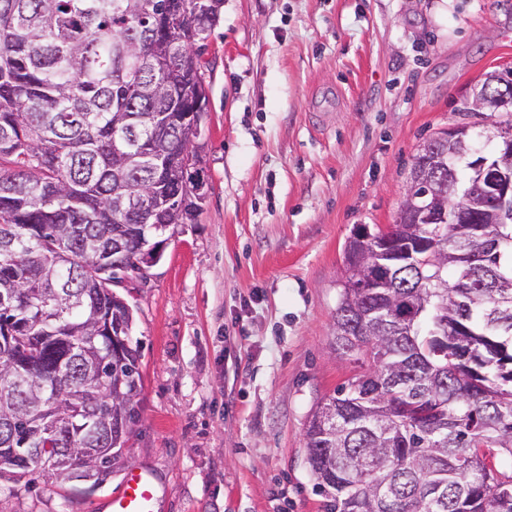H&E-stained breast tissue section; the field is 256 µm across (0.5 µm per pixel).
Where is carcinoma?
Segmentation results:
<instances>
[{"mask_svg":"<svg viewBox=\"0 0 512 512\" xmlns=\"http://www.w3.org/2000/svg\"><path fill=\"white\" fill-rule=\"evenodd\" d=\"M223 0H0V295L12 299L20 346L34 358L26 397H13L11 368L0 358V413L20 435L58 430L62 447L112 474L96 448H124L140 422L141 348L116 355L98 332L93 308L132 329L134 309L112 298V276L134 264L181 211L200 210L176 190L152 199L156 219L130 218V200L149 195L157 162L128 160L113 142L145 138L164 153L169 184L179 180L188 142L154 138L150 112L205 108L203 69L191 34L206 39ZM432 138L443 159L410 179L429 188L476 182L469 150ZM395 224L397 242H436L415 269H395L385 288H356L346 277L334 322L336 354L368 363L317 406L304 440L316 493L326 512H512V223ZM111 256L102 275L96 250ZM358 234L344 259L395 262ZM415 316L383 324L377 312ZM102 368L109 384L88 385ZM65 381L55 396L46 378ZM54 400L55 409L42 413ZM467 454L468 464L461 462ZM16 483L49 458L13 453L0 436V459Z\"/></svg>","mask_w":512,"mask_h":512,"instance_id":"cac0c4a2","label":"carcinoma"}]
</instances>
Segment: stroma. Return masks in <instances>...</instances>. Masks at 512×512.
<instances>
[{"mask_svg": "<svg viewBox=\"0 0 512 512\" xmlns=\"http://www.w3.org/2000/svg\"><path fill=\"white\" fill-rule=\"evenodd\" d=\"M203 56L209 195L120 291L137 430L101 485L0 479V512H101L134 463L159 512H325L304 433L353 372L333 348L345 245L394 222L437 132L467 127L486 153L512 124L466 109L512 67V0H224Z\"/></svg>", "mask_w": 512, "mask_h": 512, "instance_id": "obj_1", "label": "stroma"}]
</instances>
